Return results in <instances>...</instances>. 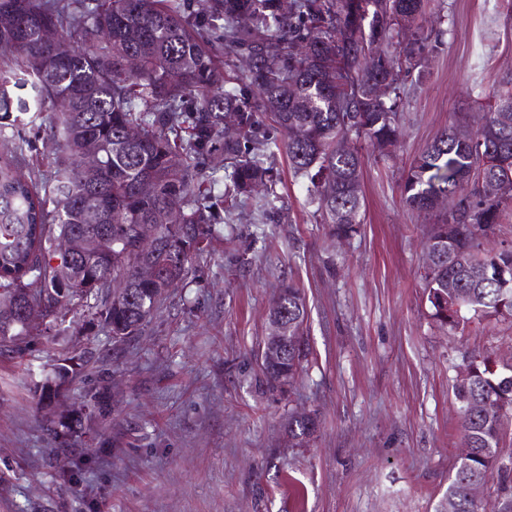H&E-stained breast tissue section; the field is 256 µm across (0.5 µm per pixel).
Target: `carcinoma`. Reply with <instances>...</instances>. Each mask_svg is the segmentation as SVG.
Returning a JSON list of instances; mask_svg holds the SVG:
<instances>
[{"instance_id": "cac0c4a2", "label": "carcinoma", "mask_w": 512, "mask_h": 512, "mask_svg": "<svg viewBox=\"0 0 512 512\" xmlns=\"http://www.w3.org/2000/svg\"><path fill=\"white\" fill-rule=\"evenodd\" d=\"M424 0H210L199 14L188 0H103L77 6L63 0H0V58L34 77L35 111L55 109L67 90L71 109L46 132L54 155L49 176L25 179L28 140L3 120L11 99L0 95V137L14 151L0 159V354L32 356L44 336L65 343L66 312L87 309L112 336L117 354L136 340L170 289L208 252L210 218L200 196L224 183L229 216L253 192L260 217L277 199L273 173L282 148L297 177L314 187L310 203L338 239L363 223L361 142L381 153L403 134L400 87L428 55L429 37L417 20ZM79 51L51 54L65 36ZM139 62L128 66L130 58ZM246 59L247 69L235 70ZM493 105L466 136L451 127L411 163L405 203L437 213L426 238L422 280L432 317L458 328L470 316L512 311V245L490 250L471 225L490 228L512 212V77L492 91ZM98 142L95 182L84 181L87 140ZM224 156V178L205 173L197 156ZM155 227L153 247L143 232ZM104 238L93 257L88 233ZM456 288L443 292L448 280ZM307 311L296 283L281 285L269 310V332L257 353L262 382L283 394L310 354ZM91 352L66 356L55 381L40 387L51 405L60 386L81 375ZM461 444L436 512H497L465 492L469 481L498 478L496 497L512 498V465L502 441L512 415L478 405L512 399V368L476 355L456 381ZM112 399L101 385L91 411L49 420L56 436L105 422ZM315 413L288 419V442L313 436Z\"/></svg>"}]
</instances>
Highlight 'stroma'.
I'll list each match as a JSON object with an SVG mask.
<instances>
[{
	"label": "stroma",
	"instance_id": "35a3bbf8",
	"mask_svg": "<svg viewBox=\"0 0 512 512\" xmlns=\"http://www.w3.org/2000/svg\"><path fill=\"white\" fill-rule=\"evenodd\" d=\"M435 47L404 104L396 148L363 146L364 222L350 240L329 234L306 180L285 154L278 210L251 207L213 225L192 264L134 345L86 312L70 347L93 351L101 374L64 385L41 407L34 384L63 350L43 340L34 372L0 354V512H435L461 449L454 398L471 352L512 358V318L463 331L431 315L421 279L429 215L411 210L402 182L412 160L455 118L477 127L497 81L512 76V0H427L418 20ZM304 288L311 356L290 394L268 392L255 352L276 289ZM107 376L115 410L68 441L46 419L84 411ZM297 409L321 425L304 447L284 428ZM81 449L70 479L47 449Z\"/></svg>",
	"mask_w": 512,
	"mask_h": 512
}]
</instances>
